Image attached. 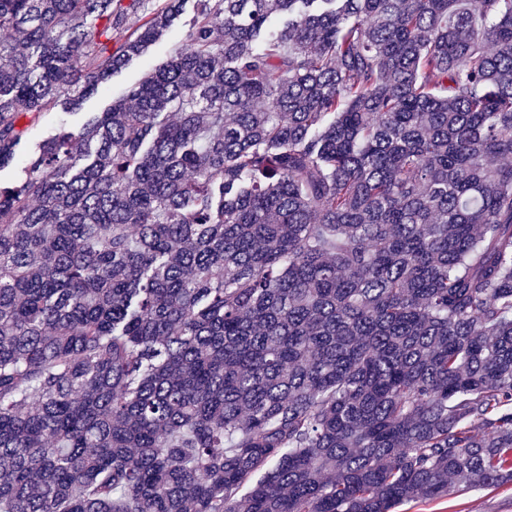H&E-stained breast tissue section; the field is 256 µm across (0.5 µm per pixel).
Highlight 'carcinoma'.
<instances>
[{
  "mask_svg": "<svg viewBox=\"0 0 512 512\" xmlns=\"http://www.w3.org/2000/svg\"><path fill=\"white\" fill-rule=\"evenodd\" d=\"M180 2L0 0V169ZM504 158L512 0H196L0 185V512L512 485ZM194 14L195 0H184L181 3L179 20L141 56L134 58L122 70L114 73L103 87L84 96L77 109L67 112H49L37 124L31 126L20 146L16 163L0 171V183L8 185L13 182L21 171L22 161L25 157L58 127L66 126L77 132L89 118L109 111L113 100L126 95L148 73L163 66L182 46Z\"/></svg>",
  "mask_w": 512,
  "mask_h": 512,
  "instance_id": "obj_1",
  "label": "carcinoma"
}]
</instances>
